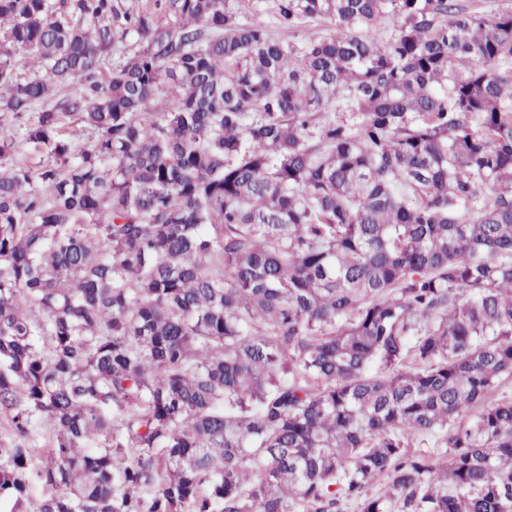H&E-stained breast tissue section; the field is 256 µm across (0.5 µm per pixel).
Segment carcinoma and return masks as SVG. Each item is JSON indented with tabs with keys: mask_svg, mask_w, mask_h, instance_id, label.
Listing matches in <instances>:
<instances>
[{
	"mask_svg": "<svg viewBox=\"0 0 512 512\" xmlns=\"http://www.w3.org/2000/svg\"><path fill=\"white\" fill-rule=\"evenodd\" d=\"M273 15L0 0L10 512H512V11Z\"/></svg>",
	"mask_w": 512,
	"mask_h": 512,
	"instance_id": "carcinoma-1",
	"label": "carcinoma"
}]
</instances>
